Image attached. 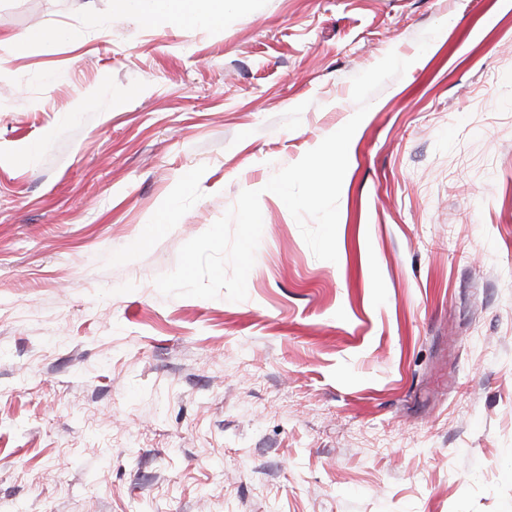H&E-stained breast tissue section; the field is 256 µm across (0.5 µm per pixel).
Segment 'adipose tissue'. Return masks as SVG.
<instances>
[{
    "label": "adipose tissue",
    "mask_w": 512,
    "mask_h": 512,
    "mask_svg": "<svg viewBox=\"0 0 512 512\" xmlns=\"http://www.w3.org/2000/svg\"><path fill=\"white\" fill-rule=\"evenodd\" d=\"M229 0H112V6L123 13H133L156 21L169 15L178 16L184 29L205 20L214 26L224 23Z\"/></svg>",
    "instance_id": "ef3b65f1"
}]
</instances>
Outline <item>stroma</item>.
I'll return each instance as SVG.
<instances>
[{"instance_id":"obj_1","label":"stroma","mask_w":512,"mask_h":512,"mask_svg":"<svg viewBox=\"0 0 512 512\" xmlns=\"http://www.w3.org/2000/svg\"><path fill=\"white\" fill-rule=\"evenodd\" d=\"M391 51L337 261L264 195L246 300L161 295ZM0 512H512V0H0ZM234 0H113L112 7L157 21L168 15L180 18L184 29H192L205 19L216 27L224 23V11ZM61 32L49 26H38L27 30L22 36L13 40V48L16 52H27L31 47L58 40Z\"/></svg>"}]
</instances>
